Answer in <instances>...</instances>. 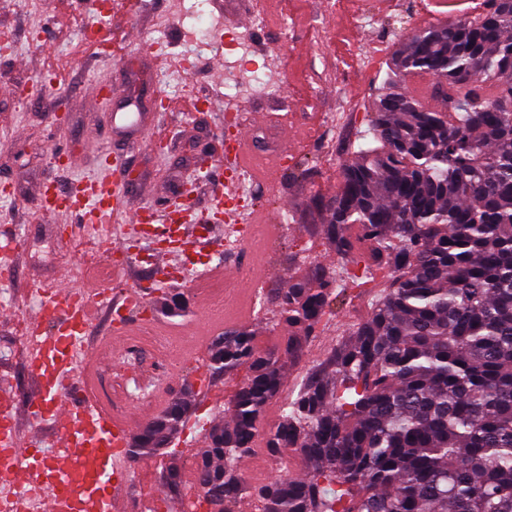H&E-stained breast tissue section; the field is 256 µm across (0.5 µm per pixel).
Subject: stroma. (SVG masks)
I'll return each mask as SVG.
<instances>
[{
	"label": "stroma",
	"instance_id": "obj_1",
	"mask_svg": "<svg viewBox=\"0 0 512 512\" xmlns=\"http://www.w3.org/2000/svg\"><path fill=\"white\" fill-rule=\"evenodd\" d=\"M408 2L391 0L389 10L377 16L376 29L364 30L357 14L328 13L325 0H288L287 8L298 20L291 38L283 39L274 24L259 34L262 52H288L291 72L284 91L276 99L251 105L249 114L288 116L291 125L312 138L318 134L316 119L322 113H336L348 126L331 157L321 156L315 148L297 154L279 178L278 193L258 200L270 228L288 226L272 251L259 246L253 250L254 263L265 271L268 308H275L276 296L289 280L308 275L314 265L339 275L344 272L343 261L323 234L316 202L335 194L338 168L353 158L352 145L368 126L381 77L399 43L384 45L378 66L369 73L358 66L359 47L380 28L401 33L409 26L440 23L425 12L410 13ZM207 18L213 22L214 37H223L249 25L251 0H182L176 6L169 0H117L102 20L101 33L110 44L105 57L82 38L91 16L81 0H29L24 7L19 0H0V31L9 32L14 42L13 50L0 57V85L8 87L0 92V233L20 245L14 270L0 273V293L24 296L64 273L73 286L84 285L61 241L64 225L75 218L65 211L44 213L42 201L48 184L66 188L96 174L104 153L122 154L134 175L126 190L125 214L112 229L115 241H122L125 225L138 223L145 208L168 213L185 183L194 185L190 202L198 215L210 211L214 199L224 195L226 183L214 174L225 136L224 53L199 50L189 73L174 64L183 49L184 29ZM104 71L111 72L116 84L137 89L134 100L143 113L141 127L124 137L113 134L97 88ZM184 98H198L202 104L179 108L177 102ZM385 282L381 272L372 282L348 285L327 311L299 364L288 371L284 394L296 393L305 372L323 363L369 314ZM170 293L184 296L185 312L173 317L159 310L153 318L171 335H193L195 343L188 349L189 359L177 367L178 385L154 394L149 411L139 414L138 422L146 424L190 386L195 389L196 410L179 434L175 456L131 461L137 482L124 492L127 512H140L139 487L162 489L161 473L169 462L189 472L212 419L242 381L243 372L211 370L208 387L195 388L197 365L208 362L213 340L229 330L247 329L263 347L282 341L280 331L254 311L235 318L213 316L181 281L172 282ZM14 327V322L0 319V375L25 395L33 379L23 372L20 354L11 349Z\"/></svg>",
	"mask_w": 512,
	"mask_h": 512
}]
</instances>
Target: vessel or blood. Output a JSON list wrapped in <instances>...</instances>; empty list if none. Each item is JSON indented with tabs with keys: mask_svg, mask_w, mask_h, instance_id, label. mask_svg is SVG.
Returning <instances> with one entry per match:
<instances>
[{
	"mask_svg": "<svg viewBox=\"0 0 512 512\" xmlns=\"http://www.w3.org/2000/svg\"><path fill=\"white\" fill-rule=\"evenodd\" d=\"M429 12L448 18L468 16V0H428ZM234 162L260 184L278 180V162L263 161L251 148L247 129L235 139ZM103 175L69 189L48 191L46 212L65 210L81 222L110 224L122 209L131 175L123 157L102 155ZM130 242L155 238L168 242L167 253L186 256L200 248V238L177 224H132ZM40 307L26 318L22 355L34 377L26 405H19L12 383H0V419L10 423L0 444L10 453L0 469V512H72L81 496L86 512H123L121 491L129 473L125 451L132 420L113 419L97 395L98 361L121 354L132 335L131 313L147 300L144 289L127 294L87 283L73 288L67 279L40 288ZM115 312L104 341L91 343L99 312ZM32 420L20 425L21 411Z\"/></svg>",
	"mask_w": 512,
	"mask_h": 512,
	"instance_id": "1",
	"label": "vessel or blood"
}]
</instances>
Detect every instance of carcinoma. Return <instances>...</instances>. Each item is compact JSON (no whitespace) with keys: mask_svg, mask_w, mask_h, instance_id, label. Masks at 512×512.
Masks as SVG:
<instances>
[{"mask_svg":"<svg viewBox=\"0 0 512 512\" xmlns=\"http://www.w3.org/2000/svg\"><path fill=\"white\" fill-rule=\"evenodd\" d=\"M435 81L442 107L402 90ZM336 254L390 273L388 289L324 367L262 428L340 287L325 269L278 295L288 336L261 350L247 331L217 337V370L243 368L230 420L195 454L209 512L243 495L261 512H512V8L415 30L388 66L370 128L321 203ZM193 404L179 397L134 434L138 459L168 448ZM304 468L250 485L241 461Z\"/></svg>","mask_w":512,"mask_h":512,"instance_id":"carcinoma-1","label":"carcinoma"}]
</instances>
